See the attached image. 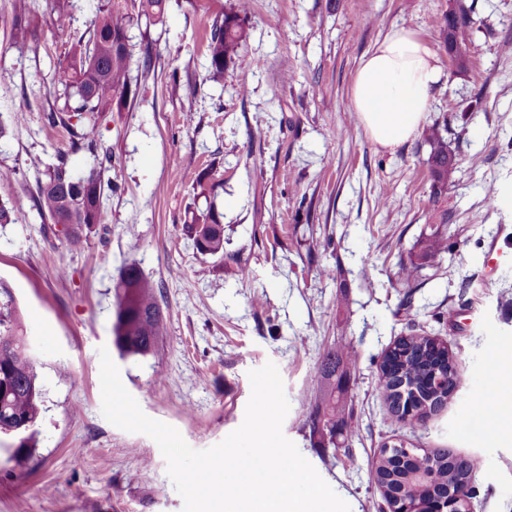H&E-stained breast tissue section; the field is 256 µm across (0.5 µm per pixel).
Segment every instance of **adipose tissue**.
<instances>
[{
    "label": "adipose tissue",
    "instance_id": "obj_1",
    "mask_svg": "<svg viewBox=\"0 0 512 512\" xmlns=\"http://www.w3.org/2000/svg\"><path fill=\"white\" fill-rule=\"evenodd\" d=\"M442 75L436 55L415 32L386 33L362 58L351 87L352 108L373 142L394 148L412 138Z\"/></svg>",
    "mask_w": 512,
    "mask_h": 512
}]
</instances>
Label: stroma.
<instances>
[{"label":"stroma","mask_w":512,"mask_h":512,"mask_svg":"<svg viewBox=\"0 0 512 512\" xmlns=\"http://www.w3.org/2000/svg\"><path fill=\"white\" fill-rule=\"evenodd\" d=\"M97 2L78 0L63 34L48 21V0H29L36 37L22 41L11 35L13 0H0V119L13 129L0 143V200L27 198L61 151L77 172L100 168L111 184L102 223L82 229L78 245L28 205L0 225V282L44 390L31 455L0 439V512H182L156 442L101 413L102 346L141 410L194 449L242 424L248 373L271 361L290 404L285 437L350 512H377L373 460L397 438L476 458L474 512H512V421L490 439L473 412L512 373V203L491 210L484 201L491 184L512 199V0H177L131 31L151 45L152 63L134 55L136 101L99 120L106 164L71 153L67 129L46 119L52 77ZM460 3L474 8L464 72L443 24ZM231 9L246 16L249 37L216 83L207 37L214 16ZM397 27L439 60L424 123H447L460 159L444 198L454 221L440 227L448 250L410 290L394 274L431 228L423 137L376 146L350 99L361 59ZM204 171L220 183V256L197 252L184 230L187 207L206 206L193 192ZM494 244L507 252L492 278ZM130 263L161 287L164 331L154 353L124 358L112 337L114 283ZM412 328L446 341L463 369L447 406L414 433L376 389L381 355ZM340 345L353 350L361 434L335 460L311 447L304 413L324 353Z\"/></svg>","instance_id":"obj_1"}]
</instances>
